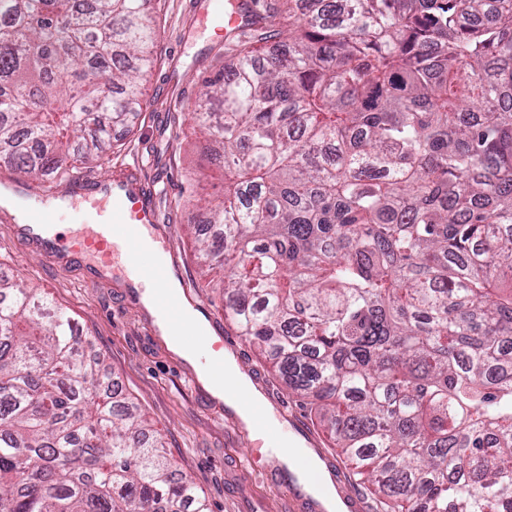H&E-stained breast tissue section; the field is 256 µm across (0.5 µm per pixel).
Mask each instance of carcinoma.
Masks as SVG:
<instances>
[{
    "mask_svg": "<svg viewBox=\"0 0 512 512\" xmlns=\"http://www.w3.org/2000/svg\"><path fill=\"white\" fill-rule=\"evenodd\" d=\"M154 2L0 0V160L99 158ZM281 2L192 112L223 162L201 271L385 512H512V0ZM75 338L0 277V512H209Z\"/></svg>",
    "mask_w": 512,
    "mask_h": 512,
    "instance_id": "carcinoma-1",
    "label": "carcinoma"
}]
</instances>
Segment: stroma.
<instances>
[{
  "label": "stroma",
  "mask_w": 512,
  "mask_h": 512,
  "mask_svg": "<svg viewBox=\"0 0 512 512\" xmlns=\"http://www.w3.org/2000/svg\"><path fill=\"white\" fill-rule=\"evenodd\" d=\"M195 2L158 0V61L148 77L149 104L130 128L115 129L104 141L102 167H91L86 175L93 178L102 168L141 162L147 179L161 192L160 214L171 232L177 277L203 306L212 336L235 345L239 370L256 374L272 400L302 417L317 447L345 471L348 463L314 415L289 397L270 362L225 322L221 291L200 285L187 227L201 221L199 195L213 198L218 191L200 189L188 176L189 168L210 165L191 113L205 79L235 54L239 42L209 31L184 41V32L195 25ZM0 276L38 284L73 317L89 356L104 358L113 388L138 404L161 433L176 470L193 479L210 512H295L297 504L288 496L291 477L276 453L197 381L195 370L169 349L148 312L117 277L92 276L77 260L47 262L40 246L20 239L16 222L2 215ZM253 458L258 466L252 470L248 462Z\"/></svg>",
  "instance_id": "35a3bbf8"
}]
</instances>
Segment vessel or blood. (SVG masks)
<instances>
[{"label": "vessel or blood", "mask_w": 512, "mask_h": 512, "mask_svg": "<svg viewBox=\"0 0 512 512\" xmlns=\"http://www.w3.org/2000/svg\"><path fill=\"white\" fill-rule=\"evenodd\" d=\"M197 19L200 26L216 32L238 34L245 29L243 13L227 8L224 0H203ZM0 188L16 199L22 214L20 236L38 242L47 261L93 256L96 272L119 269L132 296H139L144 287L153 288L158 319L176 320L180 304L167 295L168 271L157 260L170 253L171 240L155 233L159 194L147 184L140 165H119L97 178L81 176L65 186L47 184L34 192L18 177L0 182ZM68 209L78 211L81 222L63 236L55 227ZM361 509L352 483L337 479L335 512Z\"/></svg>", "instance_id": "obj_1"}]
</instances>
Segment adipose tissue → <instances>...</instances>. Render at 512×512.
<instances>
[{
    "label": "adipose tissue",
    "instance_id": "adipose-tissue-1",
    "mask_svg": "<svg viewBox=\"0 0 512 512\" xmlns=\"http://www.w3.org/2000/svg\"><path fill=\"white\" fill-rule=\"evenodd\" d=\"M191 331L201 335L206 333L207 327L203 318L192 307L185 304L181 307L180 323L163 327L162 334L175 354L190 365L195 366L203 386L214 397L224 401L232 409L234 415L240 418L246 426H253L254 411L263 404L261 395L251 387L245 375L239 372L233 359L224 355L223 351L220 350L215 351L213 357L223 365L224 384L220 387L215 386L210 367L199 365L195 350L185 341L188 332Z\"/></svg>",
    "mask_w": 512,
    "mask_h": 512
}]
</instances>
